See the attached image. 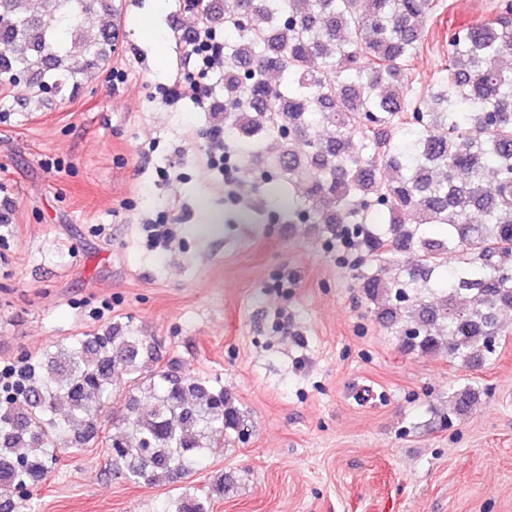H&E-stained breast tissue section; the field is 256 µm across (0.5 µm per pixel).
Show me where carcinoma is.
<instances>
[{
    "instance_id": "1",
    "label": "carcinoma",
    "mask_w": 512,
    "mask_h": 512,
    "mask_svg": "<svg viewBox=\"0 0 512 512\" xmlns=\"http://www.w3.org/2000/svg\"><path fill=\"white\" fill-rule=\"evenodd\" d=\"M433 0H224V134L264 155L277 144V193L291 224H323L353 238L375 267L357 277L380 319L425 354L469 366L497 357L499 313L512 308V2L448 33L447 75L423 96L409 85ZM113 0H0V82L43 98L108 65L115 40L84 20ZM336 135L321 139L317 125ZM303 141L306 150H297ZM444 226L431 239L426 225ZM414 264L386 270L405 251ZM439 301L424 303L425 294ZM159 347L128 326L75 336L16 370L0 400V512L44 482L60 457L99 437L112 382L132 386L112 409V470L175 490L167 512H212L234 485L207 489L189 472L243 434L222 388L158 368ZM478 391L453 400L467 414Z\"/></svg>"
}]
</instances>
